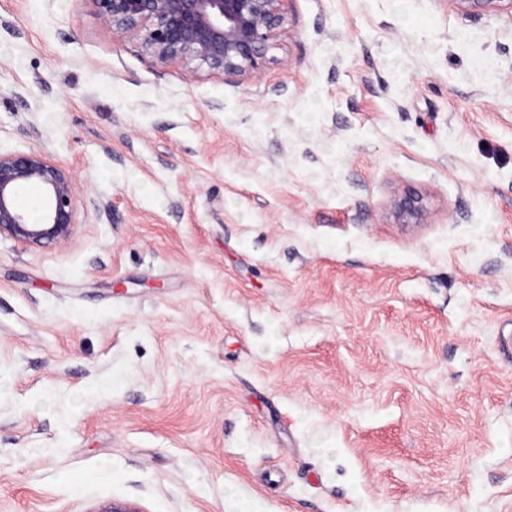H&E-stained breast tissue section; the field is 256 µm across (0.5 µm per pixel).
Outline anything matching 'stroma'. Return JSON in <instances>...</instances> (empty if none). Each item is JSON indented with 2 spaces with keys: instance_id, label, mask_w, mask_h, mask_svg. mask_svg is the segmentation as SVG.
<instances>
[{
  "instance_id": "obj_1",
  "label": "stroma",
  "mask_w": 512,
  "mask_h": 512,
  "mask_svg": "<svg viewBox=\"0 0 512 512\" xmlns=\"http://www.w3.org/2000/svg\"><path fill=\"white\" fill-rule=\"evenodd\" d=\"M268 55L0 0V152L78 200L0 236V512H512V14L288 0ZM30 185L42 193L37 222L18 204L19 196ZM77 219V199L65 167L36 151L0 153V236L39 247L70 237ZM391 215L400 224H419L424 220V208L418 195L405 194L391 202Z\"/></svg>"
}]
</instances>
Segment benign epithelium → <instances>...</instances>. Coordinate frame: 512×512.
Here are the masks:
<instances>
[{"label":"benign epithelium","instance_id":"1","mask_svg":"<svg viewBox=\"0 0 512 512\" xmlns=\"http://www.w3.org/2000/svg\"><path fill=\"white\" fill-rule=\"evenodd\" d=\"M114 30L133 34L143 52L161 66L193 60L213 74L251 79L269 63V41L284 31L285 0H94ZM470 15L512 11V0H450ZM39 187V220L18 204L30 186ZM391 215L400 224H420L417 195L394 198ZM78 205L69 171L36 151L0 153V236L29 247L70 237Z\"/></svg>","mask_w":512,"mask_h":512}]
</instances>
